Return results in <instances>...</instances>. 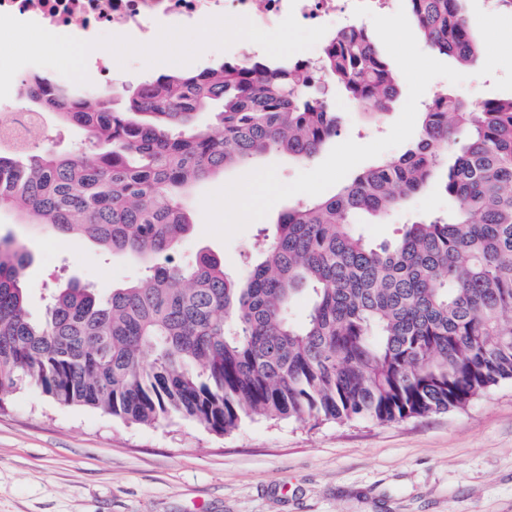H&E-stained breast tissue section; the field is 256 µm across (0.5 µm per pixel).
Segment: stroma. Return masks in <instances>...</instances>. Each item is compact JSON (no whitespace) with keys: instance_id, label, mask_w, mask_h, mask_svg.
Segmentation results:
<instances>
[{"instance_id":"35a3bbf8","label":"stroma","mask_w":512,"mask_h":512,"mask_svg":"<svg viewBox=\"0 0 512 512\" xmlns=\"http://www.w3.org/2000/svg\"><path fill=\"white\" fill-rule=\"evenodd\" d=\"M466 15L479 37V58L453 62L459 84L433 79L425 93L448 89L457 97L512 96V12L489 16L485 0H467ZM341 118L339 141L366 144L388 134L404 103L384 122L330 92ZM46 140L57 154L88 151L84 132L47 114ZM226 169L192 188L186 199L193 230L175 259L192 263L204 250L241 274L281 213L304 202L297 194L230 241L205 231L204 194L243 176ZM452 205L430 187L382 221L360 229L380 243L416 218ZM12 233L32 255L26 270L28 305L45 312L50 291L76 281L100 293L137 280L144 266L71 237L49 238L0 211V234ZM0 512H512V383L494 387L461 411L399 423L244 421L229 434L172 419L153 426L98 411L63 406L24 383L0 406Z\"/></svg>"}]
</instances>
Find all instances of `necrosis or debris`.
<instances>
[{"label":"necrosis or debris","mask_w":512,"mask_h":512,"mask_svg":"<svg viewBox=\"0 0 512 512\" xmlns=\"http://www.w3.org/2000/svg\"><path fill=\"white\" fill-rule=\"evenodd\" d=\"M356 0H0V13L34 21L51 33L75 34L93 40L104 34L135 36L152 41L161 27H194L208 18L235 14L259 28L279 24L287 15L313 27L347 30L359 22ZM28 79L13 84L0 105L11 108L8 123H0V147L29 150L34 135L44 129L41 113L24 105Z\"/></svg>","instance_id":"4bbe7bcc"}]
</instances>
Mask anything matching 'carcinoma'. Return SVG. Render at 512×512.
<instances>
[{
    "label": "carcinoma",
    "instance_id": "carcinoma-1",
    "mask_svg": "<svg viewBox=\"0 0 512 512\" xmlns=\"http://www.w3.org/2000/svg\"><path fill=\"white\" fill-rule=\"evenodd\" d=\"M405 2L433 54L475 59L462 0ZM322 69L226 58L132 91L76 94L33 80L30 101L82 129L94 159L0 152V210L149 266L104 296L72 281L35 317L31 254L0 235V404L28 382L127 422L180 418L227 433L257 418L425 417L512 381V97L475 106L437 95L405 153L289 208L244 276L209 251L172 261L193 226L188 187L271 151L309 161L336 137L326 85L376 119L399 97L364 28L331 36ZM216 104L218 129L192 126ZM432 182L453 202L448 214L381 244L357 232L359 216L382 219ZM301 297L308 311L296 322Z\"/></svg>",
    "mask_w": 512,
    "mask_h": 512
}]
</instances>
